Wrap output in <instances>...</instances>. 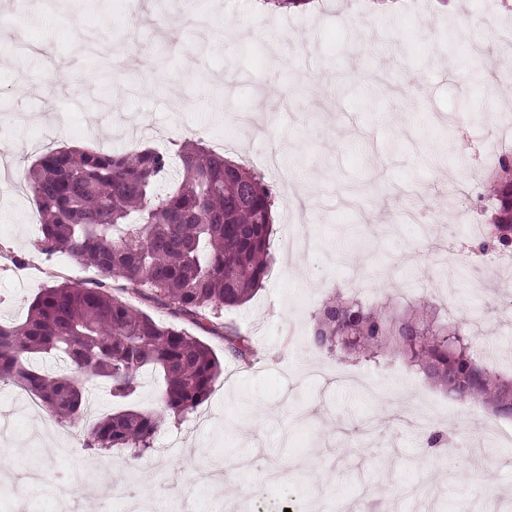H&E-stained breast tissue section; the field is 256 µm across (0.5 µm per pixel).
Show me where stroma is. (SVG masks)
Returning a JSON list of instances; mask_svg holds the SVG:
<instances>
[{
	"instance_id": "obj_1",
	"label": "stroma",
	"mask_w": 512,
	"mask_h": 512,
	"mask_svg": "<svg viewBox=\"0 0 512 512\" xmlns=\"http://www.w3.org/2000/svg\"><path fill=\"white\" fill-rule=\"evenodd\" d=\"M315 0L294 13L254 0H0V323H22L40 289L93 269L40 250L20 192L35 143L174 151L200 140L260 171L276 193L270 272L217 321L259 349L251 367L222 334L202 339L222 372L154 449H88L111 414L98 381L60 422L0 381V512H512V421L478 454L479 408L452 399L404 360L341 361L307 341L336 289L401 312L425 301L454 317L484 362L512 372V287L476 274L449 232L489 177L488 138L512 117L508 53L485 36L512 29L503 0ZM484 53L490 67L480 70ZM225 150V149H224ZM278 169L263 168L268 154ZM307 172L284 184L283 174ZM453 434L446 466L432 428Z\"/></svg>"
}]
</instances>
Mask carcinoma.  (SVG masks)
<instances>
[{"instance_id": "cac0c4a2", "label": "carcinoma", "mask_w": 512, "mask_h": 512, "mask_svg": "<svg viewBox=\"0 0 512 512\" xmlns=\"http://www.w3.org/2000/svg\"><path fill=\"white\" fill-rule=\"evenodd\" d=\"M491 169L490 192L476 193L479 215H489L477 247L481 257L512 254V152L501 153ZM171 171L177 181L159 189ZM26 187L42 250L93 268L97 280L49 286L23 323L0 324V380H12L56 419L70 422L81 415L87 392L80 375L102 379L112 403L122 405L138 393L143 374L155 370L165 381L164 410L176 419L193 413L221 372L219 358L122 294H141L177 320L214 330L212 317L246 302L268 275L272 189L259 174L194 141L173 156L154 148L53 149L29 168ZM310 341L332 355L405 359L456 400L512 420V376L484 365L461 325L438 321L428 305L398 316L338 294L316 313ZM224 343L245 363L256 355L252 341L231 328ZM35 354L68 368L47 373L30 362ZM163 425L164 417L151 411L124 409L92 426L88 446L121 448L134 461L152 448Z\"/></svg>"}]
</instances>
